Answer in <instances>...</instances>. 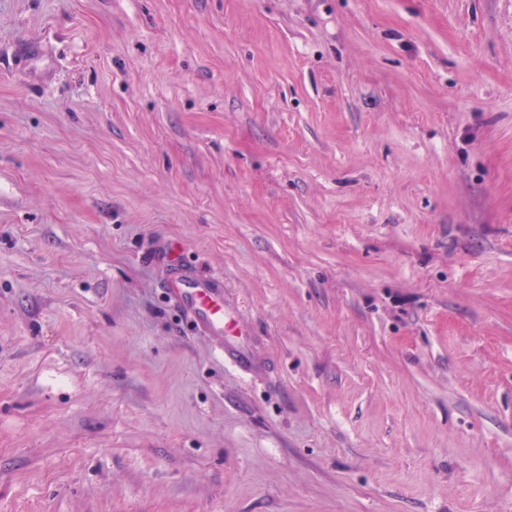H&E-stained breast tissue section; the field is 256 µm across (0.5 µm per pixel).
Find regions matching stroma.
I'll return each instance as SVG.
<instances>
[{"label": "stroma", "instance_id": "35a3bbf8", "mask_svg": "<svg viewBox=\"0 0 512 512\" xmlns=\"http://www.w3.org/2000/svg\"><path fill=\"white\" fill-rule=\"evenodd\" d=\"M0 512H512V0H0ZM167 285L168 288L179 289V293L183 294L184 304L197 328L207 334L224 338V333L228 330L224 319V300L209 281L186 282L174 274Z\"/></svg>", "mask_w": 512, "mask_h": 512}]
</instances>
